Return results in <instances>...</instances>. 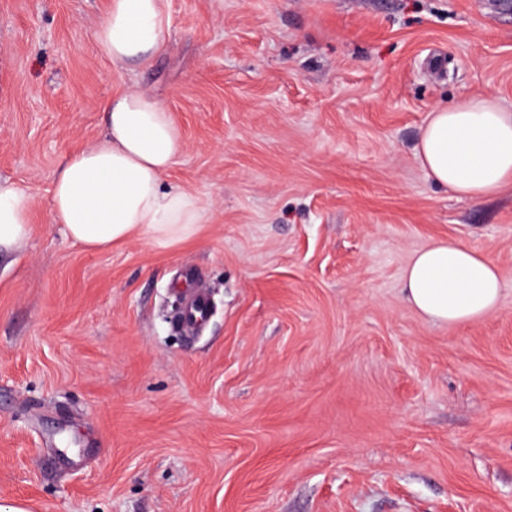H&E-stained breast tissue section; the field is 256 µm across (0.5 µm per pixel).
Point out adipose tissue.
I'll list each match as a JSON object with an SVG mask.
<instances>
[{
	"label": "adipose tissue",
	"instance_id": "ef3b65f1",
	"mask_svg": "<svg viewBox=\"0 0 512 512\" xmlns=\"http://www.w3.org/2000/svg\"><path fill=\"white\" fill-rule=\"evenodd\" d=\"M171 28L169 0H110L96 32L112 64L148 65ZM107 136L71 152L53 179L49 208L67 238L97 251L141 238L168 247L193 238L214 204L164 178L184 141L170 112L145 87L103 104ZM433 181L480 201L512 190V110L489 96H472L431 112L416 146ZM35 201L0 179V251L31 233ZM496 264L475 249L436 241L418 251L405 274L407 300L434 322L474 323L500 298Z\"/></svg>",
	"mask_w": 512,
	"mask_h": 512
}]
</instances>
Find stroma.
I'll return each mask as SVG.
<instances>
[{
	"label": "stroma",
	"mask_w": 512,
	"mask_h": 512,
	"mask_svg": "<svg viewBox=\"0 0 512 512\" xmlns=\"http://www.w3.org/2000/svg\"><path fill=\"white\" fill-rule=\"evenodd\" d=\"M109 0H0V178L35 200L0 254V505L29 512H512V191L416 158L435 107L512 109V0H170L167 48L115 67ZM149 87L214 203L185 244L89 251L53 176ZM498 265L497 309L406 299L422 248ZM197 274L212 311L172 323Z\"/></svg>",
	"instance_id": "35a3bbf8"
}]
</instances>
